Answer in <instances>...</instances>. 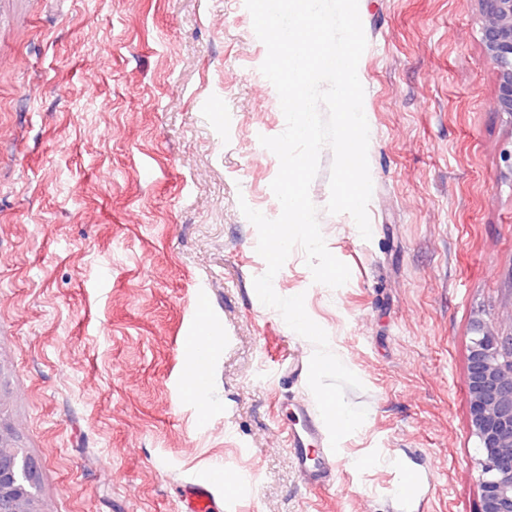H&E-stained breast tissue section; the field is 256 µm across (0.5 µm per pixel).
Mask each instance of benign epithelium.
I'll list each match as a JSON object with an SVG mask.
<instances>
[{"label":"benign epithelium","mask_w":512,"mask_h":512,"mask_svg":"<svg viewBox=\"0 0 512 512\" xmlns=\"http://www.w3.org/2000/svg\"><path fill=\"white\" fill-rule=\"evenodd\" d=\"M482 45L496 70L494 107L512 119V0H478ZM467 365L468 429L481 457L479 512H512V327L477 318ZM0 512H35L27 502L12 434L0 429Z\"/></svg>","instance_id":"7a95c632"}]
</instances>
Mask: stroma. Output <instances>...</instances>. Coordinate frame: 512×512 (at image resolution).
<instances>
[{
	"label": "stroma",
	"instance_id": "35a3bbf8",
	"mask_svg": "<svg viewBox=\"0 0 512 512\" xmlns=\"http://www.w3.org/2000/svg\"><path fill=\"white\" fill-rule=\"evenodd\" d=\"M372 236L331 214V150L310 187L351 275L314 282L302 249L273 280L363 383L361 432L310 453V492L284 428L317 413L309 344L258 299L265 273L241 204L280 214L285 128L244 0H0V427L36 464L40 512H181L216 468L214 512H478L468 430L474 318L512 323V119L494 108L477 0H358ZM206 318V403L184 339ZM298 372H288L289 362ZM216 483H221L224 486L225 498H233L242 492V485L238 481L228 480L223 472H214L207 479L190 485L188 506L184 512H208L211 489Z\"/></svg>",
	"mask_w": 512,
	"mask_h": 512
}]
</instances>
